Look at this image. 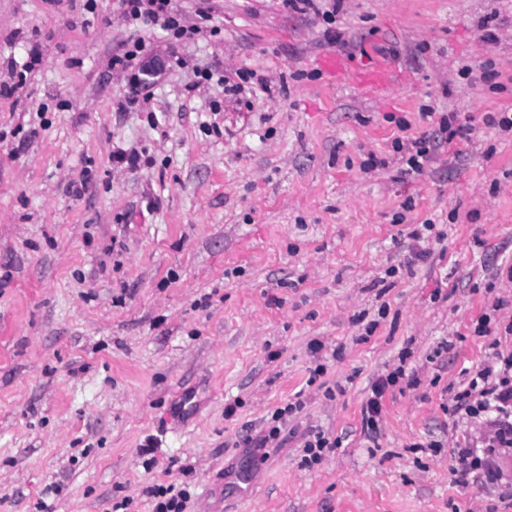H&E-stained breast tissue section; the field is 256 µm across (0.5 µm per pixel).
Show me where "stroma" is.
Listing matches in <instances>:
<instances>
[{"label": "stroma", "instance_id": "stroma-1", "mask_svg": "<svg viewBox=\"0 0 512 512\" xmlns=\"http://www.w3.org/2000/svg\"><path fill=\"white\" fill-rule=\"evenodd\" d=\"M178 5L200 33L144 31L165 67L143 103L109 66L135 31L117 0H0V81L41 55L0 96V512H152L160 485L188 512H512V453L496 483H459L453 450L482 430L448 411L490 344L512 353V131L489 122L512 113V0H341L331 25L284 0ZM329 54L397 80L333 79ZM211 65L266 87L198 83ZM427 104L470 141L440 139ZM403 121L437 140L419 176L399 171ZM130 148L135 170L112 160ZM371 154L387 167L363 172ZM428 219L427 260L385 278ZM314 339L339 351L315 383ZM406 348L417 382L368 442V385ZM297 396L283 443L246 448ZM314 426L343 445L306 467ZM352 81L365 86L387 87L393 82V74L388 67L380 66L367 73H355Z\"/></svg>", "mask_w": 512, "mask_h": 512}]
</instances>
